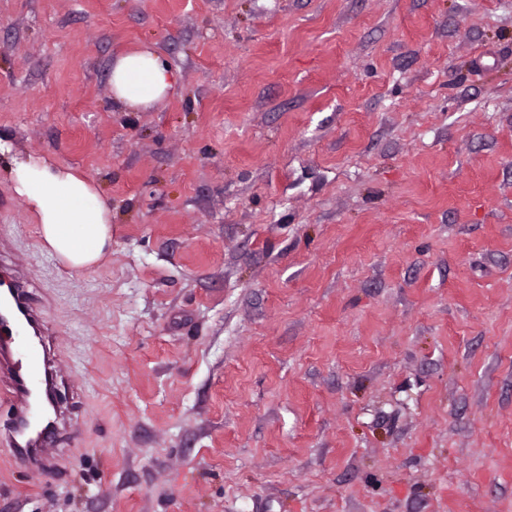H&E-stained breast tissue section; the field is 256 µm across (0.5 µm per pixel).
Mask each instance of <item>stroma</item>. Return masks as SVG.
<instances>
[{
  "label": "stroma",
  "instance_id": "1",
  "mask_svg": "<svg viewBox=\"0 0 512 512\" xmlns=\"http://www.w3.org/2000/svg\"><path fill=\"white\" fill-rule=\"evenodd\" d=\"M3 135L112 246L0 175L66 429L0 512H512V0H0ZM177 76L161 55L150 49L125 53L112 62L110 85L114 101L129 108H147L166 97ZM0 157L13 191L39 224L45 249L74 270L96 265L112 243V206L97 185L69 166L14 153L1 136Z\"/></svg>",
  "mask_w": 512,
  "mask_h": 512
}]
</instances>
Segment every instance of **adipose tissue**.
Returning a JSON list of instances; mask_svg holds the SVG:
<instances>
[{"label":"adipose tissue","instance_id":"ef3b65f1","mask_svg":"<svg viewBox=\"0 0 512 512\" xmlns=\"http://www.w3.org/2000/svg\"><path fill=\"white\" fill-rule=\"evenodd\" d=\"M176 84L175 71L150 49L125 53L111 65L112 97L129 108L151 106ZM0 169L31 212L50 254L74 270L103 258L112 242V207L93 181L45 157L16 154L1 136Z\"/></svg>","mask_w":512,"mask_h":512}]
</instances>
